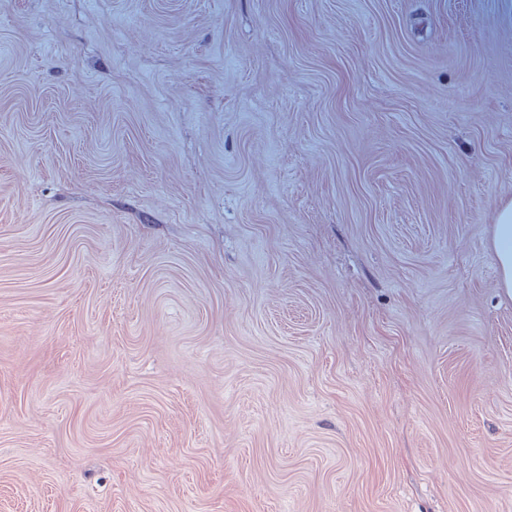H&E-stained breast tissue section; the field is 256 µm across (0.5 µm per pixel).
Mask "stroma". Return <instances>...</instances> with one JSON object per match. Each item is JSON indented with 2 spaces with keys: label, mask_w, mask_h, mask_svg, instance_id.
Returning a JSON list of instances; mask_svg holds the SVG:
<instances>
[{
  "label": "stroma",
  "mask_w": 512,
  "mask_h": 512,
  "mask_svg": "<svg viewBox=\"0 0 512 512\" xmlns=\"http://www.w3.org/2000/svg\"><path fill=\"white\" fill-rule=\"evenodd\" d=\"M512 0H0V512H512ZM512 231V202L502 204L497 212L493 246L500 267V284L512 295V250L506 244V238Z\"/></svg>",
  "instance_id": "obj_1"
}]
</instances>
